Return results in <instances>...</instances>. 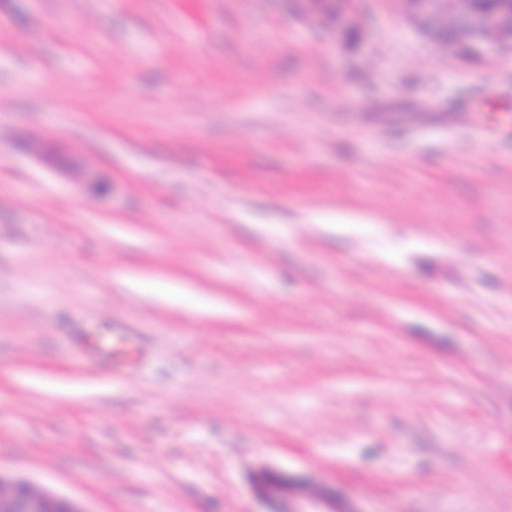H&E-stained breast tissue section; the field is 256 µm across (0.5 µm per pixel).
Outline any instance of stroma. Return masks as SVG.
Listing matches in <instances>:
<instances>
[{
    "mask_svg": "<svg viewBox=\"0 0 512 512\" xmlns=\"http://www.w3.org/2000/svg\"><path fill=\"white\" fill-rule=\"evenodd\" d=\"M297 3L0 0V467L86 512H260L266 466L512 512V58Z\"/></svg>",
    "mask_w": 512,
    "mask_h": 512,
    "instance_id": "1",
    "label": "stroma"
}]
</instances>
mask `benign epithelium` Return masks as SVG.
Wrapping results in <instances>:
<instances>
[{
	"label": "benign epithelium",
	"mask_w": 512,
	"mask_h": 512,
	"mask_svg": "<svg viewBox=\"0 0 512 512\" xmlns=\"http://www.w3.org/2000/svg\"><path fill=\"white\" fill-rule=\"evenodd\" d=\"M410 17L433 22L448 15L474 32L464 48L486 45L497 51L512 53L509 45L495 36L506 23H512V0H501L496 11H478L472 0H410ZM255 497L265 512H359L342 493L323 488L308 491V481L300 475H285L275 468L255 471L250 479ZM0 512H87L74 501L35 488L27 479L0 471Z\"/></svg>",
	"instance_id": "obj_1"
}]
</instances>
